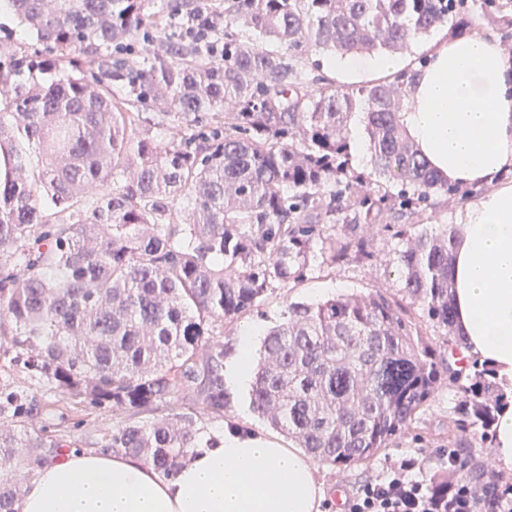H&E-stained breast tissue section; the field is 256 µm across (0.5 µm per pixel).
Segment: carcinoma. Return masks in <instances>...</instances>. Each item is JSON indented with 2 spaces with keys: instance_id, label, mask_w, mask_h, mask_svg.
<instances>
[{
  "instance_id": "carcinoma-1",
  "label": "carcinoma",
  "mask_w": 512,
  "mask_h": 512,
  "mask_svg": "<svg viewBox=\"0 0 512 512\" xmlns=\"http://www.w3.org/2000/svg\"><path fill=\"white\" fill-rule=\"evenodd\" d=\"M49 49L0 45V339L8 366L78 412H150L193 390L224 410L215 324L251 313L311 254L371 257L361 225L398 228L402 298L381 291L288 303L264 332L251 405L294 447L348 468L416 428L456 388L452 476L491 506L472 448L512 405L494 369L454 367L429 339L463 345L453 304V225L420 223L470 191L421 156L401 114L411 71L338 86L320 56L393 54L469 12L512 38V0H0ZM202 16V39L181 36ZM163 42L158 54L153 42ZM142 42V67L122 51ZM362 114L368 171L348 129ZM192 207L177 206L181 196ZM45 405L0 390V512L71 445ZM211 443L195 410L106 431L101 451L173 478Z\"/></svg>"
}]
</instances>
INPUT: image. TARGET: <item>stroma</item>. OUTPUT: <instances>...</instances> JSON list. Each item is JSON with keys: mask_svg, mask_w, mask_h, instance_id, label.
Here are the masks:
<instances>
[{"mask_svg": "<svg viewBox=\"0 0 512 512\" xmlns=\"http://www.w3.org/2000/svg\"><path fill=\"white\" fill-rule=\"evenodd\" d=\"M375 249L374 258L365 264L344 261L330 268L323 265L320 257L308 263L304 277L284 288L270 290L258 310L237 321L221 327L220 340L224 344L225 360H232L239 347V338L249 328L266 330L279 321L288 301L320 302L344 293L370 294L382 291L399 297L402 286L395 260L394 248L398 242L388 228L377 224L368 231ZM0 381L10 387L35 393L49 408L53 416H66V440L74 441L86 450L96 449L101 435L125 418L124 413L104 410L84 415L74 413L71 405L61 395L51 392L41 383L31 379L22 370H10L0 375ZM224 410L211 413L199 409L198 398L193 391H183L170 403L161 405L159 415L165 416L198 408L201 427L215 437H223L225 426H241L262 434L269 433L268 424L260 420L250 406V386H225ZM455 392L441 387L425 409L418 429L412 434L396 438L385 450L361 464L342 469L326 463L318 464L319 477L332 493L350 498L366 483L386 475L390 464L403 457H420L422 469L412 471L413 479L429 481L440 470L447 469L448 455L441 447L448 442V419L452 413Z\"/></svg>", "mask_w": 512, "mask_h": 512, "instance_id": "35a3bbf8", "label": "stroma"}]
</instances>
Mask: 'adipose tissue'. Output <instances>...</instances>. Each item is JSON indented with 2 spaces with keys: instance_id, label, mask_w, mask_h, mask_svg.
Returning <instances> with one entry per match:
<instances>
[{
  "instance_id": "obj_1",
  "label": "adipose tissue",
  "mask_w": 512,
  "mask_h": 512,
  "mask_svg": "<svg viewBox=\"0 0 512 512\" xmlns=\"http://www.w3.org/2000/svg\"><path fill=\"white\" fill-rule=\"evenodd\" d=\"M403 124L449 183L481 190L461 209L456 326L467 355L512 382V60L479 32L436 43L407 88ZM313 462L271 434L237 427L194 449L173 479L123 452L71 451L22 493L21 512H326Z\"/></svg>"
}]
</instances>
